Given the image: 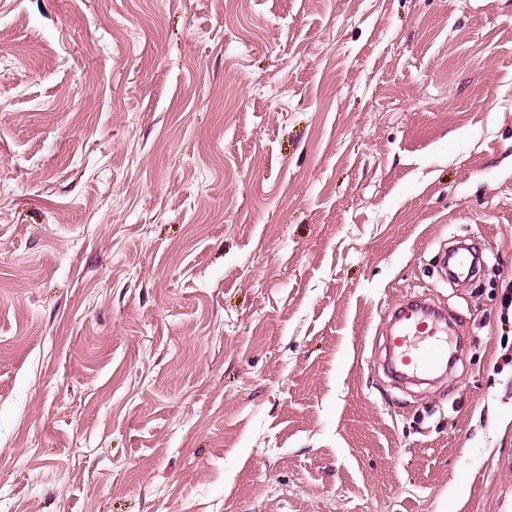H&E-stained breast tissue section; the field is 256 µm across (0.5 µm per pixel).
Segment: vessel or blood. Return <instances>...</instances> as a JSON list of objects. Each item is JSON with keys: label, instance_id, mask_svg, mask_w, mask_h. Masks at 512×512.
Segmentation results:
<instances>
[{"label": "vessel or blood", "instance_id": "b4317fda", "mask_svg": "<svg viewBox=\"0 0 512 512\" xmlns=\"http://www.w3.org/2000/svg\"><path fill=\"white\" fill-rule=\"evenodd\" d=\"M399 328L388 341V366L399 380L408 382L447 367L448 325L422 304L402 310Z\"/></svg>", "mask_w": 512, "mask_h": 512}]
</instances>
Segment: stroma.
<instances>
[{
  "label": "stroma",
  "instance_id": "35a3bbf8",
  "mask_svg": "<svg viewBox=\"0 0 512 512\" xmlns=\"http://www.w3.org/2000/svg\"><path fill=\"white\" fill-rule=\"evenodd\" d=\"M1 448L0 512H512V0H0ZM388 341V366L401 381H414L448 366V325L421 303L402 310Z\"/></svg>",
  "mask_w": 512,
  "mask_h": 512
}]
</instances>
